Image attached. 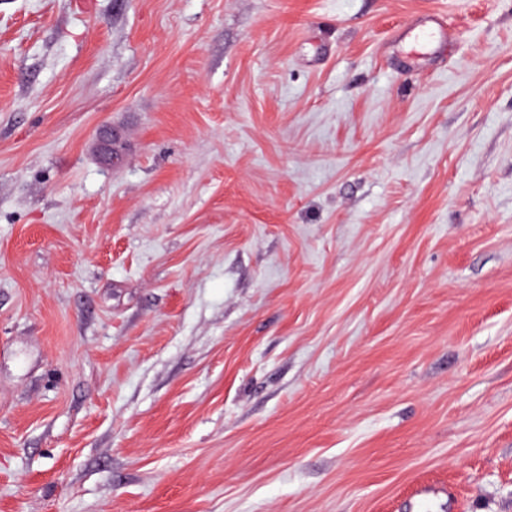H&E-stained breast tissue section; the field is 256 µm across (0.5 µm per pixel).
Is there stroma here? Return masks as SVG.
<instances>
[{
    "mask_svg": "<svg viewBox=\"0 0 512 512\" xmlns=\"http://www.w3.org/2000/svg\"><path fill=\"white\" fill-rule=\"evenodd\" d=\"M426 485L512 512V0H0V512ZM416 29L425 33V36L433 43L434 50L439 49L446 51L448 50V46L455 43V32L449 30L443 22L442 17L437 14H428L424 23L413 30L415 31ZM97 141L104 158L114 165L121 155L120 142L116 139L114 129L111 126H103L98 132Z\"/></svg>",
    "mask_w": 512,
    "mask_h": 512,
    "instance_id": "1",
    "label": "stroma"
}]
</instances>
